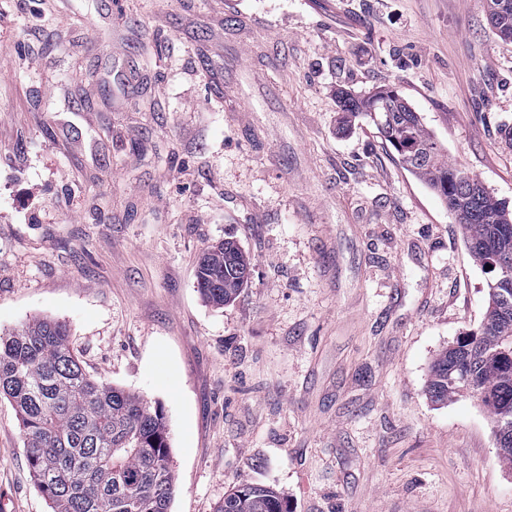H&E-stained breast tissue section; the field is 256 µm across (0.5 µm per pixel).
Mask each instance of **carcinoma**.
<instances>
[{
    "instance_id": "cac0c4a2",
    "label": "carcinoma",
    "mask_w": 512,
    "mask_h": 512,
    "mask_svg": "<svg viewBox=\"0 0 512 512\" xmlns=\"http://www.w3.org/2000/svg\"><path fill=\"white\" fill-rule=\"evenodd\" d=\"M339 108L368 118L404 166L453 214L474 260L488 270L480 328L443 349L427 385L430 398L478 399L490 414L500 459L512 467V210L481 180L447 159L409 102L392 87L365 95L337 91ZM251 264L237 244L203 251L197 289L214 306L233 301ZM68 326L38 318L0 335V399L26 436L34 484L50 512H170L175 472L164 411L91 376L73 353ZM215 512H289L274 488L239 483Z\"/></svg>"
}]
</instances>
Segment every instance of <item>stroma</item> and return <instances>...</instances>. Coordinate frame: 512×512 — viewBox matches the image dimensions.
<instances>
[{
  "instance_id": "1",
  "label": "stroma",
  "mask_w": 512,
  "mask_h": 512,
  "mask_svg": "<svg viewBox=\"0 0 512 512\" xmlns=\"http://www.w3.org/2000/svg\"><path fill=\"white\" fill-rule=\"evenodd\" d=\"M396 87L512 203V42L483 0H0V333L69 328L96 379L166 415L170 512L232 486L290 512H512L435 356L489 275L440 198L335 92ZM251 264L197 291L212 243ZM0 512H49L0 399ZM250 272L251 264L237 244L219 241L207 247L199 259L197 289L208 303L224 306L237 297Z\"/></svg>"
}]
</instances>
